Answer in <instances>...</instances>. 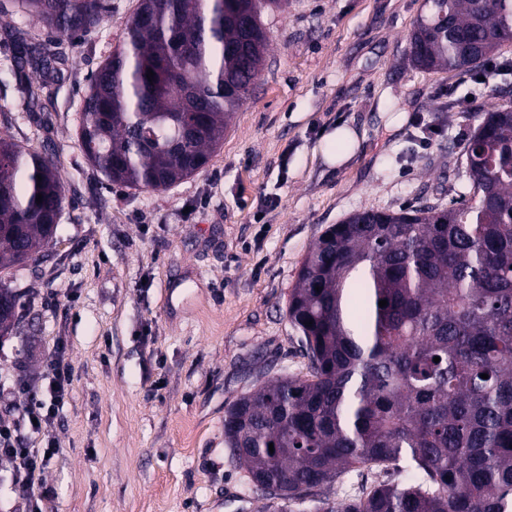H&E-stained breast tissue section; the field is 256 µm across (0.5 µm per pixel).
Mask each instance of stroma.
I'll return each mask as SVG.
<instances>
[{
	"label": "stroma",
	"instance_id": "35a3bbf8",
	"mask_svg": "<svg viewBox=\"0 0 512 512\" xmlns=\"http://www.w3.org/2000/svg\"><path fill=\"white\" fill-rule=\"evenodd\" d=\"M0 0V136L49 154L64 185L56 236L15 268L23 317L0 338V422L56 449L48 512H263L224 444V409L259 381L307 373L286 314L300 266L331 224L364 209L449 205L468 194L464 147L483 109L512 102V41L477 71L408 59L425 0H288L262 22L270 50L207 167L166 189L108 185L86 159L78 111L137 0H111L97 31L51 36L50 77L7 73L18 16ZM47 84L44 110L20 89ZM357 133L325 162V137ZM74 366L41 431L19 380H44L57 346ZM368 469L325 488L336 501L398 482Z\"/></svg>",
	"mask_w": 512,
	"mask_h": 512
}]
</instances>
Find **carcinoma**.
<instances>
[{
    "instance_id": "obj_1",
    "label": "carcinoma",
    "mask_w": 512,
    "mask_h": 512,
    "mask_svg": "<svg viewBox=\"0 0 512 512\" xmlns=\"http://www.w3.org/2000/svg\"><path fill=\"white\" fill-rule=\"evenodd\" d=\"M427 3L410 37L416 66L468 72L512 40V0ZM287 4L138 0L82 98L89 163L110 184L152 190L203 169L264 62L262 11ZM13 8L27 25L72 36L103 26L109 0ZM10 61L49 73L59 57L23 39ZM465 160L471 200L357 211L305 257L287 314L306 377L268 378L224 412V444L240 449L237 464L271 512L373 466L408 480L322 500L320 512H512V112L484 111ZM63 200L52 158L0 136L1 273L37 260ZM19 302L1 280V336Z\"/></svg>"
}]
</instances>
